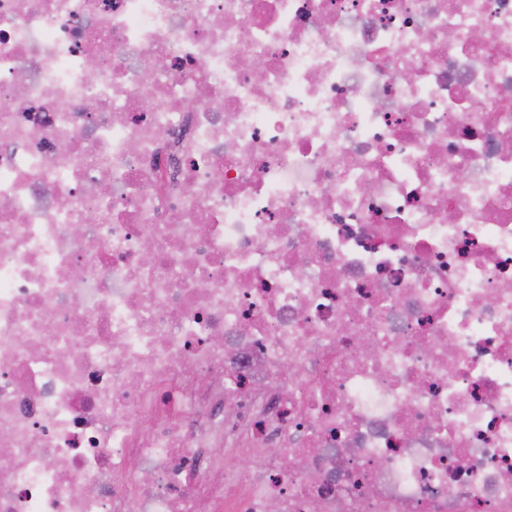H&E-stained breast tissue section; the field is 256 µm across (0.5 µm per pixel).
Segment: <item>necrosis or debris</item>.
Instances as JSON below:
<instances>
[{
    "instance_id": "4bbe7bcc",
    "label": "necrosis or debris",
    "mask_w": 512,
    "mask_h": 512,
    "mask_svg": "<svg viewBox=\"0 0 512 512\" xmlns=\"http://www.w3.org/2000/svg\"><path fill=\"white\" fill-rule=\"evenodd\" d=\"M0 512H512V0H0Z\"/></svg>"
}]
</instances>
